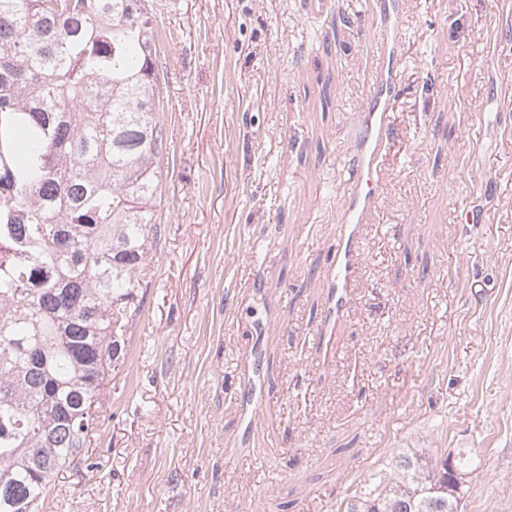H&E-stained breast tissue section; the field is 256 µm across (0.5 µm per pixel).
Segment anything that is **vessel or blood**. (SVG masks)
I'll return each instance as SVG.
<instances>
[{
    "label": "vessel or blood",
    "instance_id": "vessel-or-blood-1",
    "mask_svg": "<svg viewBox=\"0 0 512 512\" xmlns=\"http://www.w3.org/2000/svg\"><path fill=\"white\" fill-rule=\"evenodd\" d=\"M401 0H372L367 33L371 52V82L356 131L346 142L349 177L336 212L337 235L330 273L324 285L331 290L336 314H343L350 288L368 262L363 228L373 223L374 211L385 194L384 172L392 140L391 111L400 93V50L406 32L401 24Z\"/></svg>",
    "mask_w": 512,
    "mask_h": 512
}]
</instances>
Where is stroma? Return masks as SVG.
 Returning <instances> with one entry per match:
<instances>
[{
  "instance_id": "stroma-1",
  "label": "stroma",
  "mask_w": 512,
  "mask_h": 512,
  "mask_svg": "<svg viewBox=\"0 0 512 512\" xmlns=\"http://www.w3.org/2000/svg\"><path fill=\"white\" fill-rule=\"evenodd\" d=\"M365 2L146 0L156 255L45 512H346L405 448L472 453L461 512H512V0H405L386 197L331 322Z\"/></svg>"
}]
</instances>
